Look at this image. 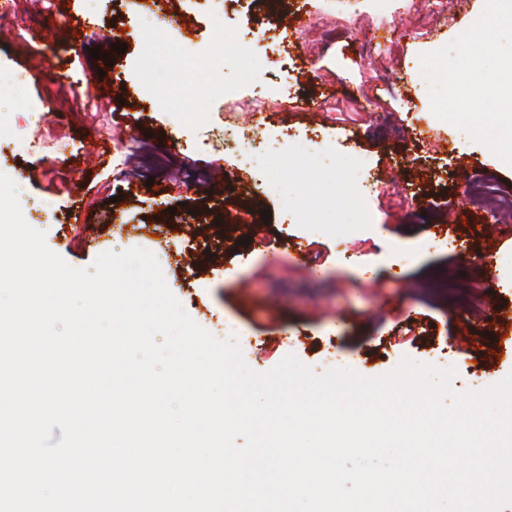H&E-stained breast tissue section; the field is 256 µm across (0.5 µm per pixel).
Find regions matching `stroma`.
Segmentation results:
<instances>
[{
  "instance_id": "35a3bbf8",
  "label": "stroma",
  "mask_w": 512,
  "mask_h": 512,
  "mask_svg": "<svg viewBox=\"0 0 512 512\" xmlns=\"http://www.w3.org/2000/svg\"><path fill=\"white\" fill-rule=\"evenodd\" d=\"M305 7L311 23L291 36L287 61L273 68L259 59L253 77L293 86L320 107L297 113L278 101L273 120L249 133L255 141L279 132L318 137L319 148L294 156L287 175L301 201L292 218L266 189L264 167L240 166L224 136L227 127H244L252 93L240 81L233 43L218 39L227 29L253 35L284 26L285 0H227L220 13L209 0H159L157 14L179 16L187 50L221 56L211 78L234 90L210 104L203 122L191 84L181 86L178 111L155 99L173 80L170 48L160 29L145 25L142 0L17 9L0 23V82L19 72L31 80L23 103L0 109V136L54 142L63 153L5 148L0 173L15 182L24 218L34 200L53 201L38 229L70 266L89 270L99 255L130 248L153 253L190 318L219 339L232 327L256 372L292 354L318 373L345 368L377 377L408 357L454 368L464 390L500 382L512 373L498 320L512 317V238L486 228L512 225V214L496 215L492 199L464 188L489 180L512 194V163L472 133L501 108L493 90L512 61V30L477 44L479 63L462 81L469 107L452 103L442 113L432 101L460 82L459 36L484 13L485 0H442L436 11L429 0H382L362 13L338 11L334 0ZM79 13L98 31L122 32L126 51L91 58L98 42L77 35ZM419 56L442 76L408 94L393 80ZM58 65L71 70V88L55 83ZM126 78L127 96L118 87ZM94 79L137 122L119 135L111 168L81 170L93 134L110 125L81 94ZM327 148L370 169L368 200L334 187ZM215 165L224 169L216 187ZM58 176L67 190L50 189ZM150 178L168 195L129 191L130 181ZM116 215L126 228L113 226ZM483 254L496 267L490 282L477 265Z\"/></svg>"
}]
</instances>
